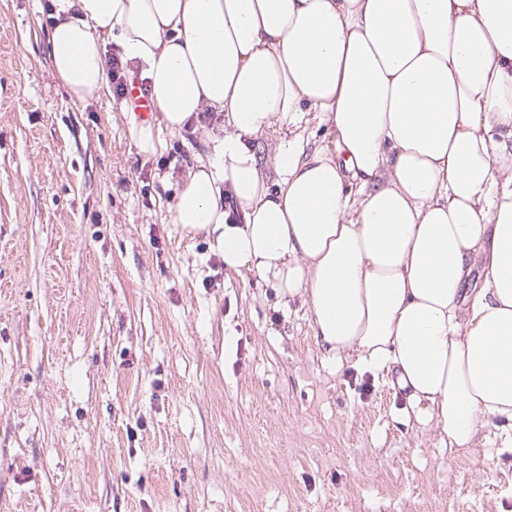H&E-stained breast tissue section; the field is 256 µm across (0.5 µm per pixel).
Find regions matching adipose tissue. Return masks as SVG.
Listing matches in <instances>:
<instances>
[{
	"mask_svg": "<svg viewBox=\"0 0 512 512\" xmlns=\"http://www.w3.org/2000/svg\"><path fill=\"white\" fill-rule=\"evenodd\" d=\"M52 7L72 95L110 93L102 37L140 66L159 115L132 125L141 154L222 115L171 223L301 299L328 360L393 373L442 444L512 421V0ZM311 112L329 136L313 149Z\"/></svg>",
	"mask_w": 512,
	"mask_h": 512,
	"instance_id": "ef3b65f1",
	"label": "adipose tissue"
}]
</instances>
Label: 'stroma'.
<instances>
[{"label": "stroma", "instance_id": "stroma-1", "mask_svg": "<svg viewBox=\"0 0 512 512\" xmlns=\"http://www.w3.org/2000/svg\"><path fill=\"white\" fill-rule=\"evenodd\" d=\"M0 0V512H512V421L444 447L388 374L169 209L210 124L139 153Z\"/></svg>", "mask_w": 512, "mask_h": 512}]
</instances>
